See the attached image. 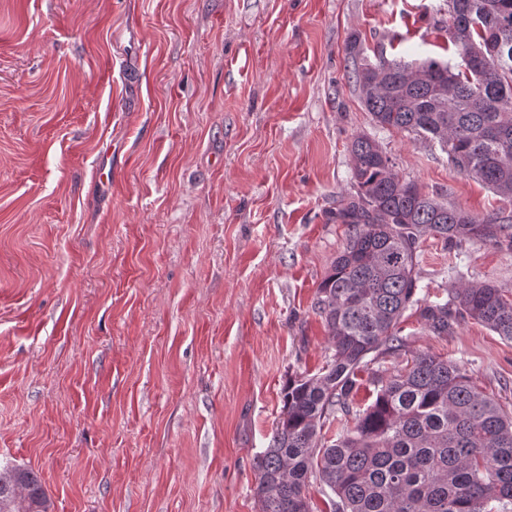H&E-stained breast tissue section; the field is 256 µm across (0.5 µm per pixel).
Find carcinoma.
<instances>
[{
    "mask_svg": "<svg viewBox=\"0 0 512 512\" xmlns=\"http://www.w3.org/2000/svg\"><path fill=\"white\" fill-rule=\"evenodd\" d=\"M442 26L458 54L479 57L503 42V60L483 76L436 59L366 60L354 70L373 122L438 141L448 162L512 200V0H449ZM354 192L336 222L349 226L343 250L317 288L314 309L333 342L326 367L289 379L282 416L257 458L260 512H313L316 475L335 495L332 512H512V415L462 369L421 353L399 368L376 365L403 346L408 310L435 336L469 318L512 341V289L461 282L445 303L417 297L423 237L476 239L512 252V214L478 216L446 205L399 177L392 158L365 135L351 144ZM362 388L372 400L355 407ZM340 421L318 446L327 423ZM39 477L0 468V512H49Z\"/></svg>",
    "mask_w": 512,
    "mask_h": 512,
    "instance_id": "cac0c4a2",
    "label": "carcinoma"
}]
</instances>
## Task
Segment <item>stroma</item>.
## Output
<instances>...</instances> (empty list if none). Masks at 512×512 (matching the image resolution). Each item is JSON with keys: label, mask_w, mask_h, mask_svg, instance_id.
<instances>
[{"label": "stroma", "mask_w": 512, "mask_h": 512, "mask_svg": "<svg viewBox=\"0 0 512 512\" xmlns=\"http://www.w3.org/2000/svg\"><path fill=\"white\" fill-rule=\"evenodd\" d=\"M448 0H0V465L50 512H260L255 462L292 377L365 134L439 201L512 202L437 141L376 126L345 54L462 60ZM112 162L100 186L97 163ZM418 294L512 288V253L424 238ZM404 346L512 412V342L470 319Z\"/></svg>", "instance_id": "35a3bbf8"}]
</instances>
